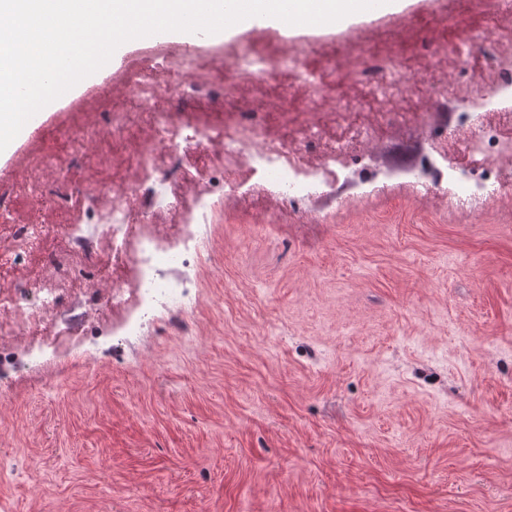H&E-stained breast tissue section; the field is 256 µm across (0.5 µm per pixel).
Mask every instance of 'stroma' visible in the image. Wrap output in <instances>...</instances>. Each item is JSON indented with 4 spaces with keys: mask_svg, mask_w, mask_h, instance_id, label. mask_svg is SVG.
Returning <instances> with one entry per match:
<instances>
[{
    "mask_svg": "<svg viewBox=\"0 0 512 512\" xmlns=\"http://www.w3.org/2000/svg\"><path fill=\"white\" fill-rule=\"evenodd\" d=\"M481 22L474 0H410L341 30L202 34L195 77L246 44L345 75L367 41L417 74L428 34L452 47ZM184 51L131 40L0 159V191L51 182L50 149L93 184L124 146L80 168L69 142L143 55ZM359 91L330 84L312 111L283 73L240 81L238 106L328 133L337 97ZM430 136L365 145L368 187L354 173L296 207L260 186L251 209L217 201L192 334L170 310L90 360L18 367L0 397V512H512V199L465 210L414 188L403 172Z\"/></svg>",
    "mask_w": 512,
    "mask_h": 512,
    "instance_id": "stroma-1",
    "label": "stroma"
}]
</instances>
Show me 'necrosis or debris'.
Segmentation results:
<instances>
[{
  "label": "necrosis or debris",
  "instance_id": "4bbe7bcc",
  "mask_svg": "<svg viewBox=\"0 0 512 512\" xmlns=\"http://www.w3.org/2000/svg\"><path fill=\"white\" fill-rule=\"evenodd\" d=\"M482 25L471 31L467 50L487 58L482 74L473 76L472 92L456 114L460 138L430 141L423 163L408 170L410 181L430 185V171L452 190L457 206L475 208L512 198V57L494 47L502 19L512 18V0H476ZM407 59L397 51L381 55L363 47L360 56L361 95L337 98L339 116L324 153L312 155L317 127L299 130L267 129V119L256 112H235L233 119L198 122L189 112L198 102L235 105L236 79L269 85L285 72L303 90L307 101L323 95L329 76L309 69L298 55L270 59L253 47L240 49L233 61V76L198 90L191 83L193 58L168 55L146 57L128 80V91L111 101L107 127L88 129L84 137L96 146L142 137L138 150L128 155L112 173V184L122 192L111 206L83 209L71 215L48 246L39 215L28 223L14 221L18 198L35 200L57 211L71 203L76 190L68 172H60L53 186L19 181L9 197L0 196V344L18 345L32 365L40 366L77 345H95L85 335L84 319L61 315L60 299L70 294L81 301L85 289L62 276V262L89 255L96 243L111 250L109 266L100 276L109 284L93 318L99 330L116 336H141L164 310H194L190 295L173 270L200 257L203 229L210 221L213 195L197 193L181 213L175 230L153 223L160 207V188L174 189L184 173L183 145H196L195 165L210 181L223 187L225 199L243 206L255 185L274 197L296 203L340 181L349 165L362 159L363 144L380 139L397 127L416 124L434 127L435 108L458 98L459 89L446 70H428L405 77ZM37 257L49 276L29 287L23 276L24 258Z\"/></svg>",
  "mask_w": 512,
  "mask_h": 512
}]
</instances>
